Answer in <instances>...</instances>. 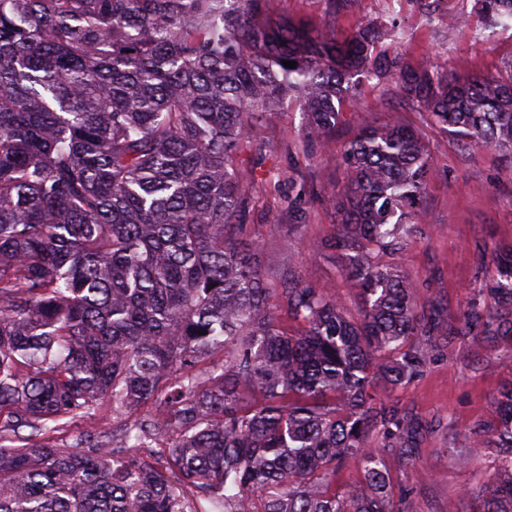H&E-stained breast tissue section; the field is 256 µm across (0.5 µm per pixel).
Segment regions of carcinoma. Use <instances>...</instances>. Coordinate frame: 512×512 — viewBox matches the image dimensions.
<instances>
[{"instance_id":"obj_1","label":"carcinoma","mask_w":512,"mask_h":512,"mask_svg":"<svg viewBox=\"0 0 512 512\" xmlns=\"http://www.w3.org/2000/svg\"><path fill=\"white\" fill-rule=\"evenodd\" d=\"M269 2L0 0V512H415L382 452L412 461L432 424L397 392L443 343L512 336V250L456 324L377 259L426 234L416 130L345 143L339 233L310 244L342 252L357 319L266 272L238 171L264 115L293 99L328 137L364 80L512 165V61L461 81L377 51L393 28L323 35ZM474 5L512 22V0ZM103 408L119 440H51ZM495 409L462 447L502 449L477 493L512 512V388ZM348 458L363 479L338 488Z\"/></svg>"}]
</instances>
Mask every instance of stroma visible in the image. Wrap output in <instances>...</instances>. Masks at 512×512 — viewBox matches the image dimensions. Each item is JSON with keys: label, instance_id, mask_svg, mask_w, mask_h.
Listing matches in <instances>:
<instances>
[{"label": "stroma", "instance_id": "stroma-1", "mask_svg": "<svg viewBox=\"0 0 512 512\" xmlns=\"http://www.w3.org/2000/svg\"><path fill=\"white\" fill-rule=\"evenodd\" d=\"M450 9L471 15L469 27L451 29L427 22L418 0H354L349 12L334 15L322 0H271L269 15L315 26L318 32L348 31L358 22H397L404 31L399 46L407 58L430 62L467 78L493 73L512 59V30L485 27L474 17V0H449ZM395 117L418 130L436 174L425 198L428 233L408 240L396 255L380 254L420 284L418 300L439 301L457 321L472 301L485 297L493 272L487 267L491 248L512 246V166L492 149L468 151L426 113L399 96L380 102L364 84L359 106L334 137L312 134L297 103L268 115L255 128L267 149L261 160L241 166L253 191L256 210L251 234L263 251L280 263H291L307 282L336 292L351 317L360 314L359 298L341 277L339 251H309L314 241L333 238L341 216L329 196L343 181L340 147L358 126ZM304 213L291 221L289 199ZM512 387V336H466L437 351L424 373L398 393L399 399L433 430L411 465L394 457L386 462L394 492L411 490L415 512H483L475 489L494 474L495 451L473 456L461 442L475 424H497L495 401Z\"/></svg>", "mask_w": 512, "mask_h": 512}]
</instances>
